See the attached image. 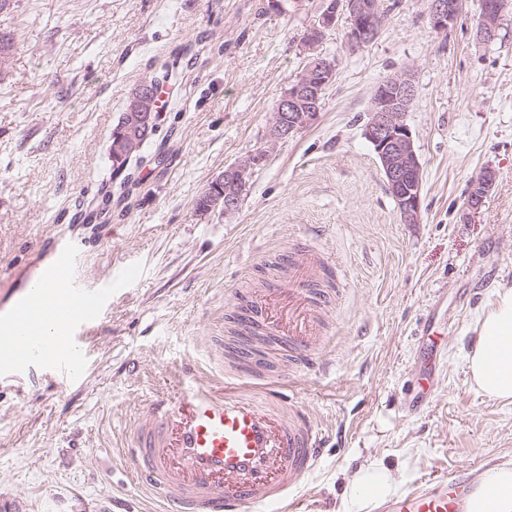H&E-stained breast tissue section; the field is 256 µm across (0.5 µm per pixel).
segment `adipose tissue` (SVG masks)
<instances>
[{"label": "adipose tissue", "instance_id": "obj_1", "mask_svg": "<svg viewBox=\"0 0 512 512\" xmlns=\"http://www.w3.org/2000/svg\"><path fill=\"white\" fill-rule=\"evenodd\" d=\"M477 339L468 360L472 386L483 396L512 402V289L498 288L477 320ZM395 486L393 472L381 465L358 470L341 512H358L360 500L380 502ZM468 512H512V462L481 471L475 480Z\"/></svg>", "mask_w": 512, "mask_h": 512}]
</instances>
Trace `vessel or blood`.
Listing matches in <instances>:
<instances>
[{
	"label": "vessel or blood",
	"instance_id": "vessel-or-blood-1",
	"mask_svg": "<svg viewBox=\"0 0 512 512\" xmlns=\"http://www.w3.org/2000/svg\"><path fill=\"white\" fill-rule=\"evenodd\" d=\"M284 288L249 289L238 299L235 321L275 338L293 372L318 367L328 336L326 314L336 299L328 263L315 248L281 264ZM38 287L0 317V369L48 365L75 376L84 365L80 336L112 297V282L87 284L67 244L44 260ZM63 288L53 305L49 335L35 325V308L50 286ZM196 364L181 366L175 397H158L147 419L129 436L127 454L136 477L160 512H252L281 505L298 512L296 490L317 466L325 439L308 414L291 404L279 379L243 369L235 380L193 382ZM468 487L460 475L439 477L433 487L394 497L390 512H466Z\"/></svg>",
	"mask_w": 512,
	"mask_h": 512
}]
</instances>
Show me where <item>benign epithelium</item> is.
Wrapping results in <instances>:
<instances>
[{
    "label": "benign epithelium",
    "mask_w": 512,
    "mask_h": 512,
    "mask_svg": "<svg viewBox=\"0 0 512 512\" xmlns=\"http://www.w3.org/2000/svg\"><path fill=\"white\" fill-rule=\"evenodd\" d=\"M458 10L459 0H429L432 27L438 31L447 30ZM503 10V0H482L476 31L478 40L492 42L497 38ZM342 12L349 19L347 37L352 45L372 41L383 22L379 0H325L317 22L303 38L310 63L289 83L275 108L268 130L270 144L274 145L318 120L320 94L333 81L335 64L315 53L314 48L323 32L335 24ZM415 96L416 85L411 73L403 72L388 78L372 96L370 117L364 128V136L373 146L387 189L397 203L404 224L419 223L421 211V163L411 130L404 123V115ZM125 108L124 132L113 137L110 145V154L124 163L115 174L116 181L128 173L130 161L140 159L144 140L149 138L155 125L157 95L151 79H143L130 91ZM263 159L262 154L251 155L224 170V175L219 178L224 183L221 196L224 214L232 215L239 210L254 169ZM492 182V171H485L472 187L467 201L469 211L475 213L480 209Z\"/></svg>",
    "instance_id": "obj_1"
}]
</instances>
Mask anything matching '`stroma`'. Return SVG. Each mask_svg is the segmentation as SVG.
I'll return each instance as SVG.
<instances>
[{"label": "stroma", "instance_id": "1", "mask_svg": "<svg viewBox=\"0 0 512 512\" xmlns=\"http://www.w3.org/2000/svg\"><path fill=\"white\" fill-rule=\"evenodd\" d=\"M322 0H11L0 33L14 55L0 67V311L36 277L55 242L80 255L86 283L112 280V300L83 337L72 381L0 377V495L20 512H158L122 447L174 369L211 372L205 337L224 339L238 292L271 284V268L307 245L337 265L325 368L286 393L326 436L297 493L306 512H338L348 480L376 462L395 494L512 460V403L472 388L467 356L494 289L512 286V7L490 43L475 36L481 0H462L447 31L428 0H381L382 26L351 48L339 17L318 53L336 76L318 120L269 145L272 110L306 63L302 41ZM199 55L142 156L123 218L86 229L82 212L112 180L111 135L130 90L160 74L180 46ZM411 71L404 116L423 172L418 223L400 220L364 136L376 86ZM165 147L167 160L151 158ZM265 159L239 210L196 200L228 165ZM495 173L478 213L474 180ZM139 276L125 281L122 269ZM441 332L429 348L421 326ZM434 388L416 401L413 380Z\"/></svg>", "mask_w": 512, "mask_h": 512}]
</instances>
